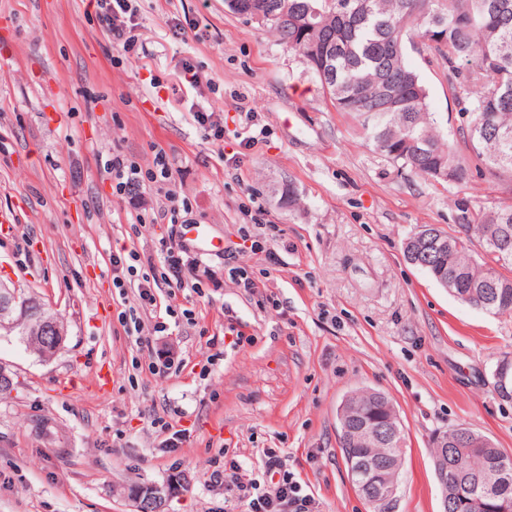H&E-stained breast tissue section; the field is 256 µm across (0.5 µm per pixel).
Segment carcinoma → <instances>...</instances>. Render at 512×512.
Here are the masks:
<instances>
[{"label":"carcinoma","mask_w":512,"mask_h":512,"mask_svg":"<svg viewBox=\"0 0 512 512\" xmlns=\"http://www.w3.org/2000/svg\"><path fill=\"white\" fill-rule=\"evenodd\" d=\"M240 17L251 8L265 16L264 26L302 56L332 105L359 118L360 131L394 165L436 180L438 161L468 176L474 160L494 179L512 182V0H225ZM421 44L448 64V84L465 116L459 135L465 150L447 142L429 112L428 91L419 71L407 60V47ZM459 234H445L442 259L426 268L448 282L458 300L492 314L512 312V205L480 209L462 217ZM479 242L484 256H472ZM507 246V258L497 255ZM495 277L500 300L491 302L481 285ZM339 426L348 439L340 443L348 477L356 465L373 457L384 467L367 476L364 500L372 512H388L373 496L377 487L398 490L403 429L389 397L363 389L340 406ZM385 426L383 435L364 440L367 423ZM457 466L445 470L446 450ZM435 475L446 486L450 512H500L512 509V455L489 437L457 426L434 441ZM181 486V475L153 486L129 485L139 512H165L166 489Z\"/></svg>","instance_id":"carcinoma-1"}]
</instances>
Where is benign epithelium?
<instances>
[{
	"mask_svg": "<svg viewBox=\"0 0 512 512\" xmlns=\"http://www.w3.org/2000/svg\"><path fill=\"white\" fill-rule=\"evenodd\" d=\"M18 292L0 282V335L11 336L21 333L29 351L37 354L43 361L55 358L56 351L49 348L52 339L66 335L61 316L53 307L36 298V309L29 317L16 315L15 304Z\"/></svg>",
	"mask_w": 512,
	"mask_h": 512,
	"instance_id": "7a95c632",
	"label": "benign epithelium"
}]
</instances>
